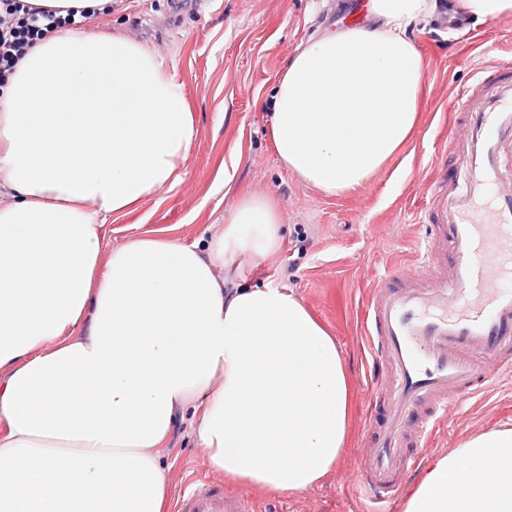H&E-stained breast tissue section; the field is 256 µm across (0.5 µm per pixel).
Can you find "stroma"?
Returning a JSON list of instances; mask_svg holds the SVG:
<instances>
[{
    "label": "stroma",
    "mask_w": 512,
    "mask_h": 512,
    "mask_svg": "<svg viewBox=\"0 0 512 512\" xmlns=\"http://www.w3.org/2000/svg\"><path fill=\"white\" fill-rule=\"evenodd\" d=\"M359 0H121L100 30L120 29L157 46L181 82L198 117V133L183 181L139 207L109 219L107 239L167 229L191 244L246 190L269 192L284 217L280 254L261 263L251 282L296 289L339 342L348 362L354 406L351 441L340 467L322 487L300 495H259L266 512H365L356 490L362 451L370 443L367 407L376 369L361 330L365 300L395 264L412 257L424 228L416 216L426 205L425 184L459 88L491 59H512V21L470 22L449 28L441 17L413 35L428 62L414 139L368 185L326 197L280 169L268 136L266 101L278 73L302 40L336 29ZM449 426L424 451L450 453L467 436L512 425V381L450 412ZM203 448L179 425L163 464L172 491L188 470L205 462Z\"/></svg>",
    "instance_id": "obj_1"
}]
</instances>
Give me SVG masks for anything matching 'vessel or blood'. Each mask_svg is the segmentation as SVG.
<instances>
[{
  "mask_svg": "<svg viewBox=\"0 0 512 512\" xmlns=\"http://www.w3.org/2000/svg\"><path fill=\"white\" fill-rule=\"evenodd\" d=\"M441 153L415 258L377 282L363 322L378 368L360 475L371 512H385L451 409L512 373L511 60L487 62L457 93ZM209 495L194 469L177 512H206Z\"/></svg>",
  "mask_w": 512,
  "mask_h": 512,
  "instance_id": "b4317fda",
  "label": "vessel or blood"
}]
</instances>
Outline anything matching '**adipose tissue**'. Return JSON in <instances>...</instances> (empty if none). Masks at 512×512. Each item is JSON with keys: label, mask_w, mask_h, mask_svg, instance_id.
I'll list each match as a JSON object with an SVG mask.
<instances>
[{"label": "adipose tissue", "mask_w": 512, "mask_h": 512, "mask_svg": "<svg viewBox=\"0 0 512 512\" xmlns=\"http://www.w3.org/2000/svg\"><path fill=\"white\" fill-rule=\"evenodd\" d=\"M80 34L37 40L0 83V512H169L177 422L211 470L271 496L336 472L352 379L334 336L282 285V212L246 192L204 243H105L185 174L197 116L159 53L100 32L115 0H28ZM370 24L302 41L278 74L280 167L331 197L364 187L412 139L427 62L412 26L512 19V0H367ZM400 512H512V426L431 458Z\"/></svg>", "instance_id": "1"}]
</instances>
